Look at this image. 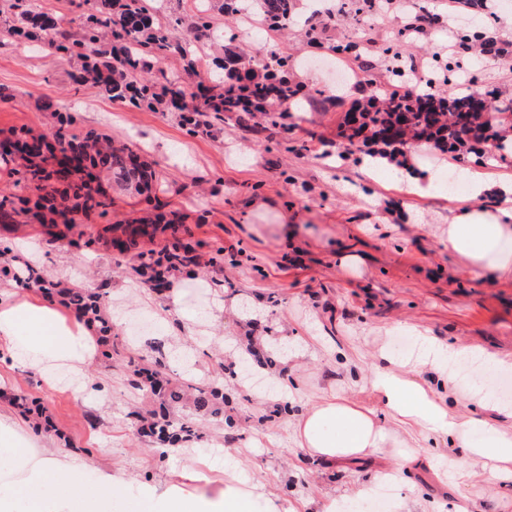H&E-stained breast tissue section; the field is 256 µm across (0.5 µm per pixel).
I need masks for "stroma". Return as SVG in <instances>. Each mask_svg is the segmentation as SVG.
Listing matches in <instances>:
<instances>
[{
  "instance_id": "1",
  "label": "stroma",
  "mask_w": 512,
  "mask_h": 512,
  "mask_svg": "<svg viewBox=\"0 0 512 512\" xmlns=\"http://www.w3.org/2000/svg\"><path fill=\"white\" fill-rule=\"evenodd\" d=\"M258 64L293 57L291 76L304 87H334L336 65L327 47L307 46L299 33L261 36L251 44ZM68 58L15 41L0 45V84L18 98L0 102V130L48 128L41 100L65 102L74 131L101 129L143 148L163 171L158 196L187 214L192 238L224 249V265L210 270L209 286L178 283L185 318L169 316L170 293L140 288L116 268L105 247L84 252L45 243L36 224L10 234L14 251L36 252L42 269L110 293L112 333L125 354H145L164 343L171 354L190 352L197 380L210 378L214 357L249 336H275L288 347L282 375L264 374L266 390L225 380L231 423L204 422L202 440L160 450L142 442L132 426L149 403L132 384L126 366L95 356L86 385L56 369L42 373L0 363V393H24L44 407L49 430L19 425L33 447L57 448L81 458L91 484L119 476L129 496L146 489L163 496L173 474L185 467L205 482L185 490L215 495L224 464L265 484L285 512H316L324 500L371 480V461L331 466L297 448L294 413L330 395L380 409L367 376L379 345L411 328L454 347H479L512 355V278L494 280L448 251L441 231L463 209L495 205L496 197L442 191V171L456 170L451 155L421 147L411 164L423 190L369 166L363 155H336V127L362 97L350 89L346 104L303 102L286 112L281 128L255 132L225 119L218 137L185 136L175 116L131 109L101 97L96 88H73ZM309 148L298 151L301 142ZM356 255L355 267L342 265ZM359 359L357 372L345 357ZM290 411L267 419L271 403Z\"/></svg>"
}]
</instances>
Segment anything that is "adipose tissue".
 <instances>
[{
    "label": "adipose tissue",
    "instance_id": "ef3b65f1",
    "mask_svg": "<svg viewBox=\"0 0 512 512\" xmlns=\"http://www.w3.org/2000/svg\"><path fill=\"white\" fill-rule=\"evenodd\" d=\"M498 203L491 210H463L447 229L448 250L471 266L490 274L512 276V181L500 183ZM435 384L426 386L416 371L405 368L387 353H378L380 366L372 386L381 410L337 397L323 398L300 412L292 423L298 448L308 456L333 465L356 463L377 455L390 435V424L424 437L456 443L450 461L457 480L482 474L496 487L512 489V406L492 401L479 387L461 389L441 363L445 357H470L473 349H455L426 338ZM0 349L14 361L41 367L47 359H66L75 375L95 353L94 336L83 324L65 321L53 306L27 298L0 300ZM466 399L471 410L456 414L452 403ZM493 409V419L476 420V409ZM0 460L16 463L24 476L0 492V512H282L276 496L264 484L244 482L234 469L224 472V488L217 495L187 493L172 487L160 508L149 505L142 492L135 501L117 495L114 483L91 486L83 479L79 458L58 459L31 453L13 436L15 427L0 414Z\"/></svg>",
    "mask_w": 512,
    "mask_h": 512
}]
</instances>
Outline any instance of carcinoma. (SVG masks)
I'll return each instance as SVG.
<instances>
[{
  "label": "carcinoma",
  "instance_id": "cac0c4a2",
  "mask_svg": "<svg viewBox=\"0 0 512 512\" xmlns=\"http://www.w3.org/2000/svg\"><path fill=\"white\" fill-rule=\"evenodd\" d=\"M158 0L148 7L145 0H70L74 16L48 12L38 0H6L0 8V36L44 45L75 61L68 73L77 85H90L111 101L130 108L159 109L176 115L186 134L208 136L224 126V115L241 122L254 120L265 131L281 125L284 113L275 102L291 105L301 99L302 86L288 76L293 66L287 58L276 60V67H253L252 59L239 49L238 29L217 30V14L246 15L268 32L278 33L294 21L297 0H203L192 15H180ZM470 15L485 22L493 19V3L466 0ZM328 24L312 19L305 24L307 42H321ZM453 53L470 56L500 51L497 42L483 40L484 33L468 27H455ZM417 38L415 27H399L379 53L384 64L407 67L400 46ZM222 44L224 56L219 69L244 68L250 71L245 82L219 79L214 85L198 81L185 85L170 79L161 64L174 57L183 61V70L195 74L200 45ZM406 75L392 78L383 94L372 89L353 104L354 116L336 128V148L340 154L367 151L379 158L394 160L415 147L429 143L446 151L459 163L474 161L488 165L512 158V96L502 91H470L451 87L447 80L440 90L421 97L404 90ZM484 96L494 103L500 116L491 123L469 111L471 101ZM41 108L52 113L53 125L45 131L22 129L0 138V170L11 179L14 191L0 194V226L40 224L53 230L51 242L77 248H91L94 240L67 239L65 229L79 216H97L104 221L105 234L125 235L120 243L116 265L138 279L141 287L154 292L170 286L179 274H192L199 265V241L180 237L187 215L168 208L153 188L161 179L156 164L148 161L134 144L116 142L112 136L89 130L72 133L73 118L66 108L48 100ZM127 193L151 205L143 216H129L112 223V196L91 183L101 176ZM162 236L166 245L147 249L145 243ZM0 283L36 291L46 299L59 300L66 309L93 329L103 340L112 335V322L106 316L109 292L69 285L55 280L31 259L0 246ZM262 336L250 337L241 367L260 364L274 369L282 352L274 343L262 351ZM156 355L129 360L134 384L152 401V409L139 416V431L158 448L202 438L196 421L224 419V364L220 363L210 381H197L170 371L161 348Z\"/></svg>",
  "mask_w": 512,
  "mask_h": 512
}]
</instances>
